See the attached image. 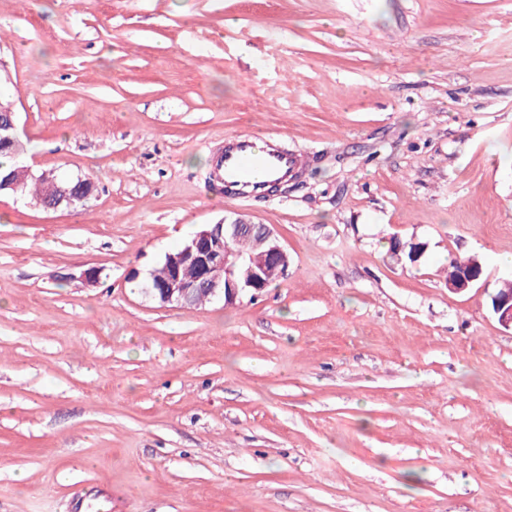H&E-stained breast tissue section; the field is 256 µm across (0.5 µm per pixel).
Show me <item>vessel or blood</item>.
Returning <instances> with one entry per match:
<instances>
[{
    "label": "vessel or blood",
    "instance_id": "vessel-or-blood-1",
    "mask_svg": "<svg viewBox=\"0 0 512 512\" xmlns=\"http://www.w3.org/2000/svg\"><path fill=\"white\" fill-rule=\"evenodd\" d=\"M303 165L302 157L285 150L278 136L229 135L212 177L226 196L249 200L264 196L274 184L292 180Z\"/></svg>",
    "mask_w": 512,
    "mask_h": 512
}]
</instances>
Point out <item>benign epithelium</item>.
Instances as JSON below:
<instances>
[{
    "label": "benign epithelium",
    "mask_w": 512,
    "mask_h": 512,
    "mask_svg": "<svg viewBox=\"0 0 512 512\" xmlns=\"http://www.w3.org/2000/svg\"><path fill=\"white\" fill-rule=\"evenodd\" d=\"M13 148L15 164L20 171L32 173L22 158L18 134V117L14 109L0 116V146ZM256 238L254 251L244 254L230 245L243 233ZM165 276L153 280L145 288L146 295L163 307H178L198 293L220 296L224 305L236 304L242 296L261 293L270 278L288 270L289 254L274 229L267 224L242 217L224 218L217 224H205L175 250L165 253ZM483 268L464 267L448 289L462 292L478 283ZM498 321L512 329V294L495 298Z\"/></svg>",
    "instance_id": "1"
}]
</instances>
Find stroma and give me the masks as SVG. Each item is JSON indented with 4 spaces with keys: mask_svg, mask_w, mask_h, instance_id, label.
<instances>
[{
    "mask_svg": "<svg viewBox=\"0 0 512 512\" xmlns=\"http://www.w3.org/2000/svg\"><path fill=\"white\" fill-rule=\"evenodd\" d=\"M0 89L34 172L94 184L0 194V512H512V0H0ZM228 134L307 165L226 198ZM237 215L285 277L142 294ZM474 258H465L458 259L453 258L449 261L450 268L452 269L448 275V282L454 281L458 275L462 266H467L468 264H478ZM480 264V263H479ZM483 274V268L481 266L477 267H464L459 272V275L456 281L449 283L448 288L454 292H462L469 288H471L474 284L478 283ZM512 282H505L499 289L496 291V295H505L495 297V311L494 313L498 316V321L505 328L512 329ZM511 294V295H508Z\"/></svg>",
    "mask_w": 512,
    "mask_h": 512,
    "instance_id": "stroma-1",
    "label": "stroma"
}]
</instances>
